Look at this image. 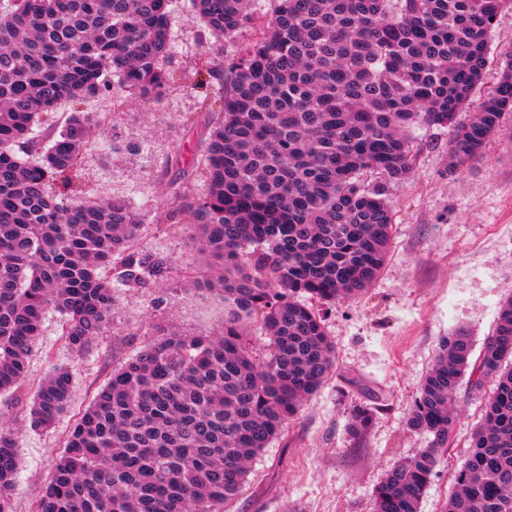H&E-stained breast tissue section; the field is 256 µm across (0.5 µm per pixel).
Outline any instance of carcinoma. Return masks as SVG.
Listing matches in <instances>:
<instances>
[{"label":"carcinoma","mask_w":512,"mask_h":512,"mask_svg":"<svg viewBox=\"0 0 512 512\" xmlns=\"http://www.w3.org/2000/svg\"><path fill=\"white\" fill-rule=\"evenodd\" d=\"M258 40L225 68L222 109L199 165L203 191L169 193L168 217L193 214L210 285L224 298V332H176L146 342L81 413L34 512H220L247 463L325 382L334 348L321 313L365 292L381 272L392 213L377 169L411 170L414 130L452 131L449 168L476 159L512 110V60L471 121L459 115L483 85L488 42L512 0H275ZM230 40L253 21L250 0H194ZM168 0H7L0 3V395L29 375L47 312L84 352L112 321L117 286L175 275L168 254L140 250L143 224L124 200L81 197V156L100 121L78 110L114 88L155 97L167 82ZM72 106L55 133L58 108ZM47 131L49 144L31 137ZM115 267L110 280L105 270ZM269 339L253 356L245 330ZM457 331L441 343L405 424L427 445L395 464L374 512H420L447 450L456 391L494 388L471 451L453 474L444 512H512V299L470 362ZM72 376L53 367L25 424L52 429L71 402ZM373 409L355 403L359 440ZM13 428L0 424V512H13L20 469Z\"/></svg>","instance_id":"obj_1"}]
</instances>
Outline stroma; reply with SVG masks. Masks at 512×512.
I'll list each match as a JSON object with an SVG mask.
<instances>
[{
    "label": "stroma",
    "instance_id": "1",
    "mask_svg": "<svg viewBox=\"0 0 512 512\" xmlns=\"http://www.w3.org/2000/svg\"><path fill=\"white\" fill-rule=\"evenodd\" d=\"M273 0H253V26L220 40L192 0H170L169 44L161 66L170 82L158 99L101 96L84 104L102 123L82 158L87 199L122 198L144 223L136 245L160 248L174 259L173 280L116 295L105 336L83 354L63 342L61 318L48 313L31 358L32 382L0 396V422L16 430L20 462L15 512H33L65 436L79 412L113 368L143 342L173 327L186 335L219 334L224 302L206 290L207 269L190 231L169 223L163 207L174 188L202 191L195 167L213 128L214 115L201 98L217 99L219 83L202 84L201 56L225 65L255 40ZM512 54V11L501 12L492 29L486 85H493ZM408 179L388 185L391 241L384 269L361 296L322 306L325 329L335 347L334 366L323 386L249 464L239 494L222 512H373V491L395 462L425 447L405 419L440 343L455 330L468 331L474 353L496 328L499 307L512 297V114L467 166L448 168V129L423 126ZM73 376L69 413L55 429L38 434L23 419L34 379L50 366ZM491 386L474 392L460 386L455 428L436 469L421 512H442L452 473L469 452L471 435ZM373 407L374 423L360 442L347 433V407Z\"/></svg>",
    "mask_w": 512,
    "mask_h": 512
}]
</instances>
